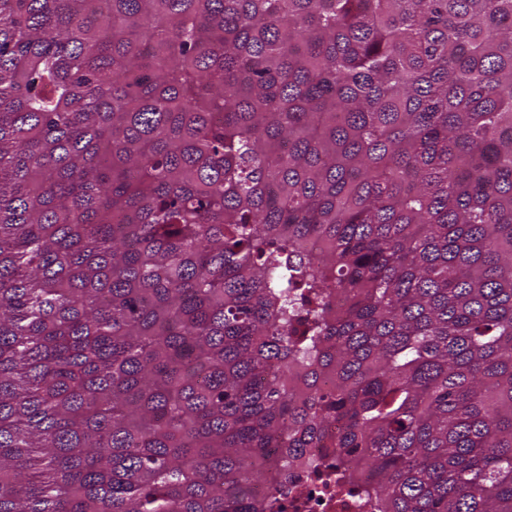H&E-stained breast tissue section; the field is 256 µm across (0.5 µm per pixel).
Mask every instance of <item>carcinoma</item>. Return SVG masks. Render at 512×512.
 Segmentation results:
<instances>
[{"label":"carcinoma","mask_w":512,"mask_h":512,"mask_svg":"<svg viewBox=\"0 0 512 512\" xmlns=\"http://www.w3.org/2000/svg\"><path fill=\"white\" fill-rule=\"evenodd\" d=\"M512 512V0H0V512ZM323 476H305L301 473L288 483L290 493L284 503V512H373L354 499L353 495H336V466Z\"/></svg>","instance_id":"carcinoma-1"}]
</instances>
